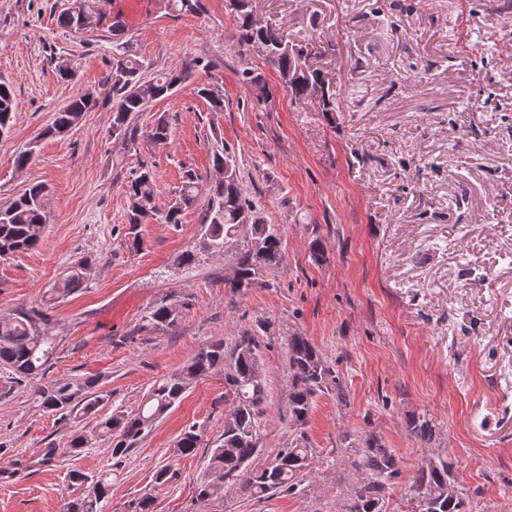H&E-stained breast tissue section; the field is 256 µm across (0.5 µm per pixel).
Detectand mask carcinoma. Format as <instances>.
<instances>
[{
	"instance_id": "cac0c4a2",
	"label": "carcinoma",
	"mask_w": 512,
	"mask_h": 512,
	"mask_svg": "<svg viewBox=\"0 0 512 512\" xmlns=\"http://www.w3.org/2000/svg\"><path fill=\"white\" fill-rule=\"evenodd\" d=\"M226 8L236 16L241 41L261 46L265 57L277 69L281 83L296 102L315 101L323 112L336 111V94L324 72L308 63V50H288L289 41L279 30L250 21L253 0H225ZM105 16L92 9L84 13L63 10L57 17L58 26L70 33L84 34L104 24ZM112 42V62L104 83L112 93V124L109 134L127 146H137L141 136L156 142L170 138L169 123L159 118L149 130L138 125L139 115L149 103L165 96L183 80L184 74L171 71L147 79L127 37V25L122 16L115 15L107 24ZM197 94L209 101L215 111L223 109L224 100L218 88L202 86ZM99 106L91 92L77 94L54 112L51 120L39 132L40 139L63 137L75 128L85 114ZM17 102L13 86L0 80V138L10 135ZM212 168L219 170L233 161L223 140H215L211 154ZM207 191L200 240L224 252V243H237L234 265L237 280L224 282L232 293H242L254 287L264 274L283 265L281 233L274 224L265 222L252 202L245 197L239 178L230 181L212 180L202 184L200 175L184 171L179 195L166 210L156 205L155 181L152 171L143 167L126 184L128 206L124 241L133 250L144 245L141 226L152 219L178 226L184 209L195 205L201 191ZM48 187L31 182L22 193L0 205V259L17 253L35 250L43 242L46 224ZM96 260L83 256L72 262L62 279L51 289L53 299H65L88 286L89 271ZM149 324L171 328L178 324L180 313L173 304L162 300L148 315ZM50 314L31 308H20L0 315V367L15 378L42 377L56 348V338L49 335ZM258 336L251 331L242 333L232 346L222 340L201 344L190 362L182 369L154 382L138 411L131 415L121 412L105 416L97 422L98 437L108 445L112 458L121 460L154 427L157 420L171 409L195 381L216 371L224 373L225 394L232 395L233 411L224 424V433L216 448L211 450L209 474L197 487V499L212 502L222 497L224 484L233 482L246 490L250 497L261 499L275 494H296L311 473V452L305 444L304 426L308 422L314 397L336 385V396L344 399V386L321 353L304 336L288 337V418L290 427L299 432L288 447L281 449L268 462L252 465L258 452V427L264 414L262 404L265 387L258 359ZM98 378L81 376L55 380L37 391L40 406L50 412L79 416L95 414L105 395ZM406 431L414 438L429 444L435 437V425L424 415L408 414L403 419ZM201 432L192 425L183 430L176 441L175 452L189 456L199 447ZM344 448H352L355 459L351 466L357 474L345 501L336 512H389L386 489L401 478V468L394 452L371 430L356 436L342 435ZM71 483L89 491L64 504V512H107L112 489V472L101 471L87 475L74 470ZM413 491L409 497L410 512H470L465 494L454 478L453 461L441 456L429 457L408 477ZM154 499L141 495L127 503L125 512H153Z\"/></svg>"
}]
</instances>
